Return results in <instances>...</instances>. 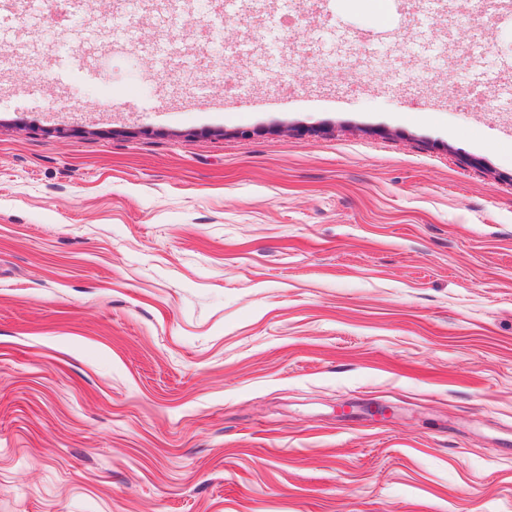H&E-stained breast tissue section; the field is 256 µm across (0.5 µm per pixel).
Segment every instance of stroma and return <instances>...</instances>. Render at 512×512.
I'll list each match as a JSON object with an SVG mask.
<instances>
[{"label": "stroma", "instance_id": "35a3bbf8", "mask_svg": "<svg viewBox=\"0 0 512 512\" xmlns=\"http://www.w3.org/2000/svg\"><path fill=\"white\" fill-rule=\"evenodd\" d=\"M235 14L0 11V512H512V11ZM455 98L448 102L450 106H463L479 112L490 106L495 100V91L488 87L462 86L455 91Z\"/></svg>", "mask_w": 512, "mask_h": 512}]
</instances>
